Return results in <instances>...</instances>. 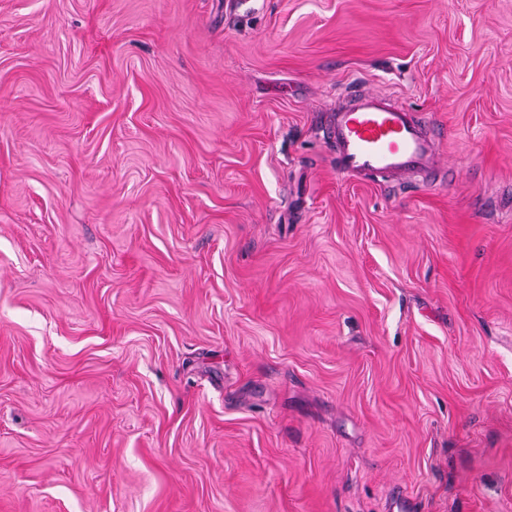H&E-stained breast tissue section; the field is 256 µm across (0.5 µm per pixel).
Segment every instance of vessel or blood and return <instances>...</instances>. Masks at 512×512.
I'll return each instance as SVG.
<instances>
[{
  "label": "vessel or blood",
  "mask_w": 512,
  "mask_h": 512,
  "mask_svg": "<svg viewBox=\"0 0 512 512\" xmlns=\"http://www.w3.org/2000/svg\"><path fill=\"white\" fill-rule=\"evenodd\" d=\"M349 98L324 126L336 146L338 173L373 177L382 187L398 188L435 172L432 120L387 95L354 90Z\"/></svg>",
  "instance_id": "b4317fda"
}]
</instances>
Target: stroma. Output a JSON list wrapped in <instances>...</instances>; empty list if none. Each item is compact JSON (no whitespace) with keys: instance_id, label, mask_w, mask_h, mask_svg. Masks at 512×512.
<instances>
[{"instance_id":"1","label":"stroma","mask_w":512,"mask_h":512,"mask_svg":"<svg viewBox=\"0 0 512 512\" xmlns=\"http://www.w3.org/2000/svg\"><path fill=\"white\" fill-rule=\"evenodd\" d=\"M0 512H512V0H0ZM350 92V104L337 108L324 126L327 139L336 144L338 173L400 188L420 174L435 172L432 120L391 96Z\"/></svg>"}]
</instances>
